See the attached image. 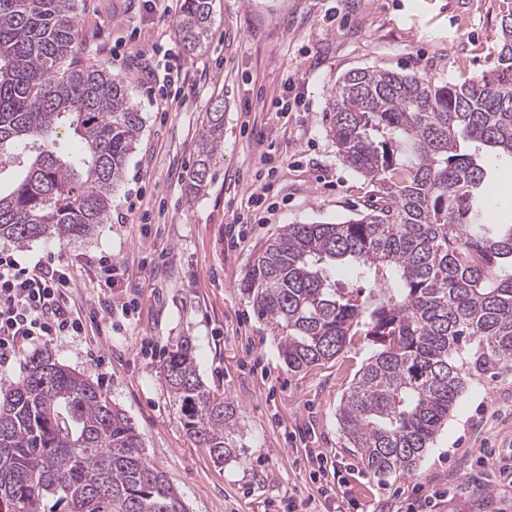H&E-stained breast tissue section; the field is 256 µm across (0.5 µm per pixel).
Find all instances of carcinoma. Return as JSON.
Listing matches in <instances>:
<instances>
[{
    "instance_id": "obj_1",
    "label": "carcinoma",
    "mask_w": 512,
    "mask_h": 512,
    "mask_svg": "<svg viewBox=\"0 0 512 512\" xmlns=\"http://www.w3.org/2000/svg\"><path fill=\"white\" fill-rule=\"evenodd\" d=\"M212 21V0H185L184 50L206 44ZM82 37L74 0H0V241L62 242L108 220L144 118L105 63L62 69ZM329 110L339 157L379 184L384 203L342 222L285 225L254 254L241 290L290 372L363 337L372 353L341 399L340 431L373 474H410L466 382L512 372V216L492 220L488 203L496 161L512 160V8L494 76L435 84L354 69ZM63 137L77 148L61 151ZM223 137L217 104L195 186ZM338 268L374 287L340 286ZM161 373L213 461L238 458L236 409L201 379L190 339ZM49 499L67 512H187L131 418L45 352L0 382V512H45Z\"/></svg>"
}]
</instances>
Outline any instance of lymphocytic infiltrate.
<instances>
[{
  "mask_svg": "<svg viewBox=\"0 0 512 512\" xmlns=\"http://www.w3.org/2000/svg\"><path fill=\"white\" fill-rule=\"evenodd\" d=\"M70 270L54 261L23 265L0 250V363L37 341L77 336L84 329L72 292Z\"/></svg>",
  "mask_w": 512,
  "mask_h": 512,
  "instance_id": "f902f5d3",
  "label": "lymphocytic infiltrate"
}]
</instances>
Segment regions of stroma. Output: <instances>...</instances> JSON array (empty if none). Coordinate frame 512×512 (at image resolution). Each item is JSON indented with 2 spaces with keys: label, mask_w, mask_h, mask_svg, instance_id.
Listing matches in <instances>:
<instances>
[{
  "label": "stroma",
  "mask_w": 512,
  "mask_h": 512,
  "mask_svg": "<svg viewBox=\"0 0 512 512\" xmlns=\"http://www.w3.org/2000/svg\"><path fill=\"white\" fill-rule=\"evenodd\" d=\"M84 40L74 64L101 61L124 78L144 117L107 223L65 242L17 247L28 262L68 265L82 335L49 344L55 360L99 384L131 417L148 461L188 512H406L437 497L435 512H512V373L468 381L415 471L374 475L348 448L336 411L370 351L355 343L309 371L282 363L270 326L240 283L254 253L287 224L357 217L378 186L344 165L328 127V92L358 68L414 73L441 83L491 75L507 0H213L207 44L183 50L175 20L138 0H75ZM179 65L184 104L146 67ZM288 97L292 108L273 103ZM224 104V141L206 186L189 189L209 108ZM266 186L264 222L249 214L254 181ZM140 199L139 222L121 217ZM235 224V223H234ZM110 257L121 272L107 282ZM136 298L123 327L91 309ZM190 337L211 391L237 410L239 458L215 464L186 431L160 366Z\"/></svg>",
  "instance_id": "35a3bbf8"
}]
</instances>
